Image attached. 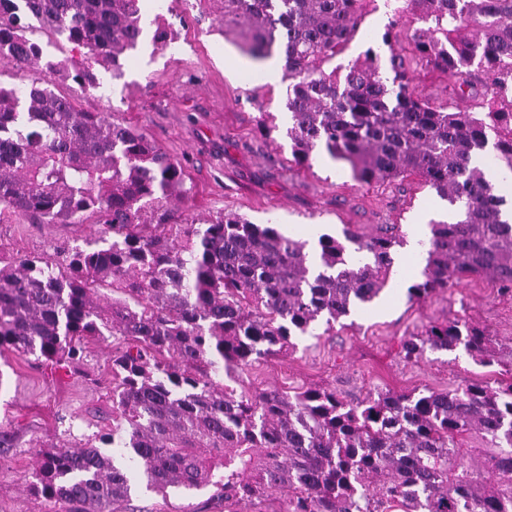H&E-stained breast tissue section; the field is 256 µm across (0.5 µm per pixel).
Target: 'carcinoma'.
Instances as JSON below:
<instances>
[{"label": "carcinoma", "instance_id": "cac0c4a2", "mask_svg": "<svg viewBox=\"0 0 512 512\" xmlns=\"http://www.w3.org/2000/svg\"><path fill=\"white\" fill-rule=\"evenodd\" d=\"M369 0H222L224 34L241 49L284 60L286 135L296 164L325 154L365 184L417 177L457 211L434 221L422 278L427 298L473 275L512 292V225L495 173L512 172V0H385L375 45L336 66ZM420 23L413 53L465 98L434 107L396 49L399 24ZM39 27L75 55L50 63L88 89L123 77L143 37L140 0H0V60H42ZM492 147L495 168L480 162ZM185 171L145 133L76 106L36 77L0 84V206L34 224L102 225L59 262L0 265V351L79 363L85 346L113 339L112 430L93 440L34 445L28 490L69 512H124L131 471L167 495L215 488L224 512H250L275 492L282 512H512V380L492 387L375 391L346 402L328 388L235 395L214 379L295 349L293 338L377 299L404 244L398 224L307 242L273 224L224 214L179 218ZM126 298L108 304L100 289ZM464 346L483 366L502 363L486 330L430 323L400 343L404 359ZM486 444L464 462L462 441Z\"/></svg>", "mask_w": 512, "mask_h": 512}]
</instances>
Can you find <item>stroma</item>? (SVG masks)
I'll use <instances>...</instances> for the list:
<instances>
[{"label": "stroma", "mask_w": 512, "mask_h": 512, "mask_svg": "<svg viewBox=\"0 0 512 512\" xmlns=\"http://www.w3.org/2000/svg\"><path fill=\"white\" fill-rule=\"evenodd\" d=\"M144 34L124 61V75L104 77L86 89L46 68L20 69L0 60V83L21 86L41 77L78 107L102 112L147 134L182 163L189 190L182 218L204 223L236 213L256 224H274L287 235L316 242L341 236L350 226L371 233L377 224L415 225L440 219L443 203L422 186L400 182L369 185L354 179L348 164L321 156L297 166L284 130L286 85L263 77L264 63L241 53L225 38L219 0H142ZM170 34L154 46L156 28ZM277 129L267 132L262 113ZM97 225L33 224L23 217L0 221V258L56 256L60 249L93 238ZM425 257L400 248L387 288L372 304L340 320L333 331L303 336L287 354L252 363L225 378L235 394L268 388L294 392L329 386L345 400L376 390L459 389L471 382L512 379L505 366L475 363L464 348L429 352L408 362L399 343L432 322L478 325L496 342L512 346V296L484 278H468L427 299H409ZM112 345L93 343L74 370H57L36 356L0 354V512H54L32 496L26 482L33 446L91 438L105 429L112 411ZM210 491L162 496L145 487L132 493L135 512H224Z\"/></svg>", "instance_id": "obj_1"}]
</instances>
